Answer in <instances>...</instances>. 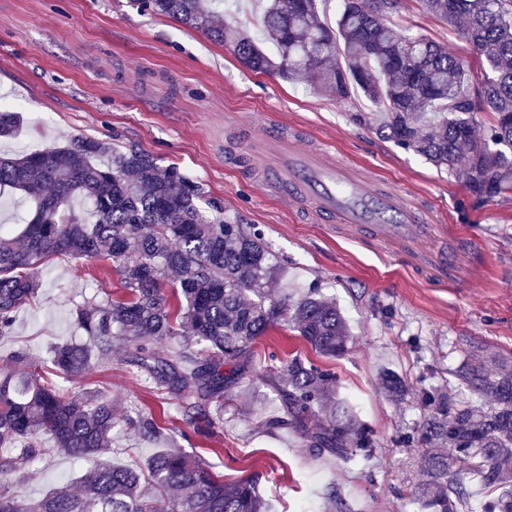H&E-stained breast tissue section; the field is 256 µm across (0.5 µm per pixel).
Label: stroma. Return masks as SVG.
Segmentation results:
<instances>
[{
  "instance_id": "1",
  "label": "stroma",
  "mask_w": 512,
  "mask_h": 512,
  "mask_svg": "<svg viewBox=\"0 0 512 512\" xmlns=\"http://www.w3.org/2000/svg\"><path fill=\"white\" fill-rule=\"evenodd\" d=\"M391 22L426 34L472 70L485 64L461 34L424 14L419 0H403ZM1 103L20 118L17 131L0 138L1 154L86 137L176 165L202 185L204 210L263 231L287 262L291 287L320 280L342 311L348 350L328 365L372 431L369 460L314 455L293 429L271 426L282 411L259 375L306 350L299 336L281 329L257 340L252 372L225 393L222 429L206 437L177 426L173 447L208 462L225 482L257 477L272 512L306 506L311 512H417L408 495L418 479L415 455L400 439L421 420L423 407L416 398L388 397L381 373L395 372L418 389L454 382L470 355L512 356V199L474 205L447 170L353 123L352 113L366 109L362 100L339 101L253 73L204 33L138 11L129 0H0ZM268 125L330 146L338 162L359 164L411 204L428 207L447 233L425 248L458 252L456 279L436 282L422 266L407 264L393 244L315 221L263 189L242 159L241 143ZM40 281L37 297L18 309L9 334L0 337V370L20 348L29 370H37L55 344L84 339L75 323L78 307L122 294L111 263L97 259L55 262ZM75 385L109 395L121 411L176 418L175 400L157 396L120 347ZM160 449L127 425L112 432L116 463L142 466ZM82 469L50 449L7 480L21 497L38 499L75 485Z\"/></svg>"
}]
</instances>
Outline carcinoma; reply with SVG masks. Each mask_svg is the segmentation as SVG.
I'll return each instance as SVG.
<instances>
[{
  "instance_id": "cac0c4a2",
  "label": "carcinoma",
  "mask_w": 512,
  "mask_h": 512,
  "mask_svg": "<svg viewBox=\"0 0 512 512\" xmlns=\"http://www.w3.org/2000/svg\"><path fill=\"white\" fill-rule=\"evenodd\" d=\"M216 2L134 0L224 44L253 72L341 100L362 94L375 110L355 113L357 124L375 125L397 147L446 169L481 203L512 196V0H420L423 12L461 31L484 56L478 72L429 37L394 28L389 17L400 0H341L334 23L324 18L329 0H265L257 23L272 55L246 30L221 22ZM478 102L491 114L481 137L473 117ZM18 122V113L0 110V137L12 136ZM5 188L22 192L32 212L18 230H0V335L35 298L39 273L55 260H110L125 294L76 310L86 339L52 347L51 376L0 374V448L17 449L0 457V471L38 457L44 435L87 464L77 493L57 488L29 500L1 483L0 512H158L170 492L171 512H269L255 478L228 484L179 448L156 453L144 470L112 462V399L52 377H77L120 346L157 391L179 399L178 420L203 421L212 433L224 418L210 406L238 384L252 345L272 329L297 333L317 357L344 354L348 329L336 303L316 284L299 297L268 294L285 264L261 233L209 216L200 184L141 150L85 138L0 156ZM78 197L92 202L93 222L72 208ZM170 273L178 285L169 293ZM169 338L179 339L177 348L155 347ZM381 380L395 401L412 392L393 372ZM269 382L284 413L276 425L291 427L319 455L370 458L372 431L358 405L340 396L334 371L296 355ZM418 397L424 417L404 442L417 451L410 497L420 512H462L472 476L493 494L485 512H512V364L476 355L453 396L429 387ZM125 421L150 441L167 438L150 414L137 410Z\"/></svg>"
}]
</instances>
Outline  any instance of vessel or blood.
<instances>
[{
    "label": "vessel or blood",
    "mask_w": 512,
    "mask_h": 512,
    "mask_svg": "<svg viewBox=\"0 0 512 512\" xmlns=\"http://www.w3.org/2000/svg\"><path fill=\"white\" fill-rule=\"evenodd\" d=\"M262 187L320 220L346 224L379 240L402 244L411 225H430L427 212L371 181L352 164L336 163L323 147H300L286 129L271 130L249 150Z\"/></svg>",
    "instance_id": "obj_1"
}]
</instances>
